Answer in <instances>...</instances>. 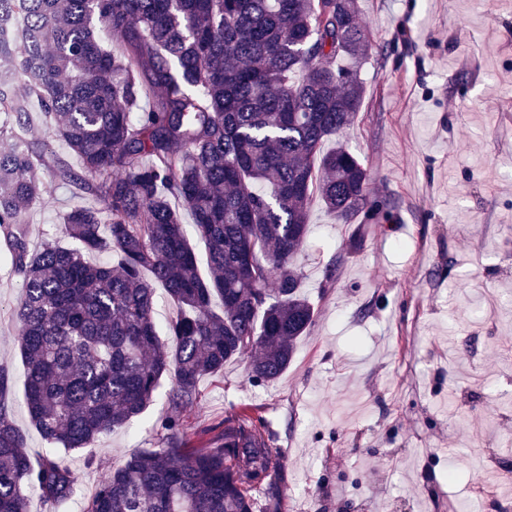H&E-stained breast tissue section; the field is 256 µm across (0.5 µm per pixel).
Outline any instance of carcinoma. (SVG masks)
I'll return each instance as SVG.
<instances>
[{
    "label": "carcinoma",
    "instance_id": "cac0c4a2",
    "mask_svg": "<svg viewBox=\"0 0 512 512\" xmlns=\"http://www.w3.org/2000/svg\"><path fill=\"white\" fill-rule=\"evenodd\" d=\"M14 14L25 29L0 49V139L27 124L34 97L81 168L55 165L46 140L0 152L24 403L59 449L32 462L0 365V512H27L33 492L67 502L77 479L66 455L126 427L165 378L162 447L107 470L87 512H256L252 491L282 468L263 419L245 410L197 446L182 414L199 381L229 362H245L257 383L288 370L317 317L294 264L314 198L342 224L392 220V203L369 196L367 167L341 142L365 89L338 61L370 49L356 2L0 0V21ZM42 167L98 200L62 225L82 252L29 246L26 205L53 183ZM182 207L207 245L206 277ZM85 251L117 261L91 264ZM339 267L336 256L325 264L324 287ZM158 285L178 306L163 334Z\"/></svg>",
    "mask_w": 512,
    "mask_h": 512
}]
</instances>
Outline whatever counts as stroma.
I'll return each mask as SVG.
<instances>
[{
  "label": "stroma",
  "instance_id": "obj_1",
  "mask_svg": "<svg viewBox=\"0 0 512 512\" xmlns=\"http://www.w3.org/2000/svg\"><path fill=\"white\" fill-rule=\"evenodd\" d=\"M371 44L359 76L364 106L348 148L370 171L373 196L397 206L388 224H340L321 202L295 258L318 310L275 382L240 361L198 384L190 431L243 408L262 416L285 457L279 500L266 512H512V0H357ZM65 181L27 210L31 245L72 241L68 211L95 205ZM334 287L322 286L332 255ZM20 298L0 238V364L14 374L13 422L32 459L53 454L23 404L25 366L12 324ZM170 380L124 429L67 458L78 488L63 508L87 512L106 470L156 447ZM94 465H87V455Z\"/></svg>",
  "mask_w": 512,
  "mask_h": 512
}]
</instances>
